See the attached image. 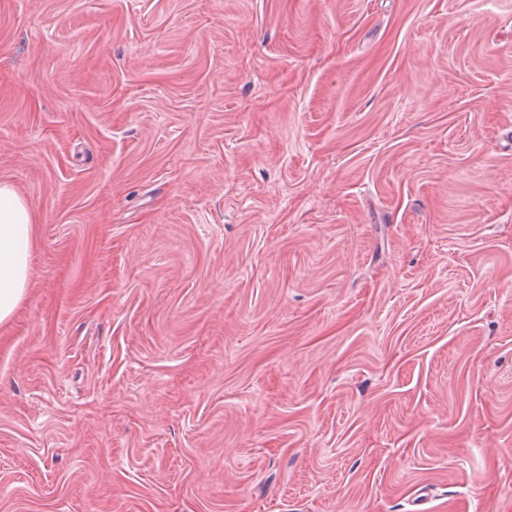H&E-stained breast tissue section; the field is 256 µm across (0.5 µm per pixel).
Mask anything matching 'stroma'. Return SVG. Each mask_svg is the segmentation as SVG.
<instances>
[{
    "mask_svg": "<svg viewBox=\"0 0 512 512\" xmlns=\"http://www.w3.org/2000/svg\"><path fill=\"white\" fill-rule=\"evenodd\" d=\"M512 0H0V512H512ZM33 220L25 200L8 184H0V323L24 299L30 272Z\"/></svg>",
    "mask_w": 512,
    "mask_h": 512,
    "instance_id": "stroma-1",
    "label": "stroma"
}]
</instances>
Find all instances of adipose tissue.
Instances as JSON below:
<instances>
[{"instance_id":"obj_1","label":"adipose tissue","mask_w":512,"mask_h":512,"mask_svg":"<svg viewBox=\"0 0 512 512\" xmlns=\"http://www.w3.org/2000/svg\"><path fill=\"white\" fill-rule=\"evenodd\" d=\"M33 220L25 200L0 184V323L24 299L30 272Z\"/></svg>"}]
</instances>
